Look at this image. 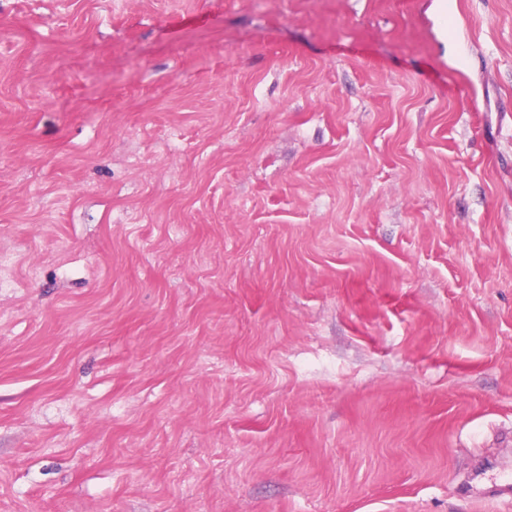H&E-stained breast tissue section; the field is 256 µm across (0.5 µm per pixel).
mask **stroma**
Segmentation results:
<instances>
[{
	"label": "stroma",
	"mask_w": 512,
	"mask_h": 512,
	"mask_svg": "<svg viewBox=\"0 0 512 512\" xmlns=\"http://www.w3.org/2000/svg\"><path fill=\"white\" fill-rule=\"evenodd\" d=\"M0 512H512V0H0Z\"/></svg>",
	"instance_id": "1"
}]
</instances>
